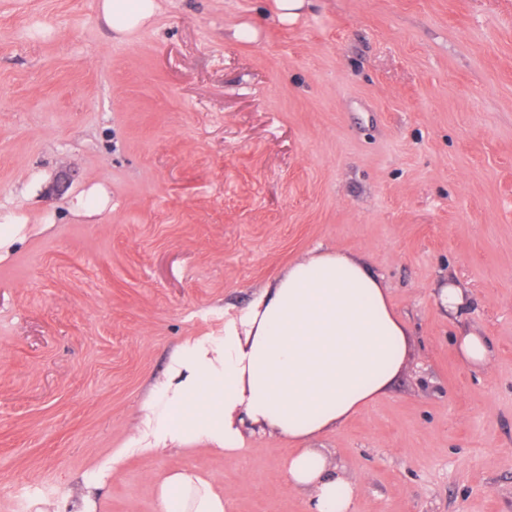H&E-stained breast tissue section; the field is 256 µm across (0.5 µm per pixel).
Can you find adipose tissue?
<instances>
[{"label":"adipose tissue","mask_w":512,"mask_h":512,"mask_svg":"<svg viewBox=\"0 0 512 512\" xmlns=\"http://www.w3.org/2000/svg\"><path fill=\"white\" fill-rule=\"evenodd\" d=\"M160 0H96L107 27L129 36L150 25ZM409 355V331L363 258L311 251L256 295L220 337L183 343L145 402L140 448L206 442L242 451L245 432L296 442L289 484L306 512H356L357 482L306 440L334 430L390 388ZM161 512H228L200 475L157 484Z\"/></svg>","instance_id":"adipose-tissue-1"}]
</instances>
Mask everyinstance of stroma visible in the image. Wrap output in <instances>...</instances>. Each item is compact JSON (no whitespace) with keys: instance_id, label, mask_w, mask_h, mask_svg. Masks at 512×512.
<instances>
[{"instance_id":"1","label":"stroma","mask_w":512,"mask_h":512,"mask_svg":"<svg viewBox=\"0 0 512 512\" xmlns=\"http://www.w3.org/2000/svg\"><path fill=\"white\" fill-rule=\"evenodd\" d=\"M8 215L0 512H160L178 469L230 512H305L279 437L129 441L174 350L316 248L365 259L410 336L387 393L309 442L358 477L357 512H512V0H305L286 23L273 0H162L122 39L94 0H0ZM108 203L109 197L106 191L100 186H95L84 195L77 197L75 204L87 214H98L107 207ZM439 301L448 314L455 319H459V317L462 316L465 306V297L461 288H455L453 286L443 288L439 295ZM456 351L469 365L487 368L494 358V347L489 338L476 335L473 332H459L456 338Z\"/></svg>"}]
</instances>
